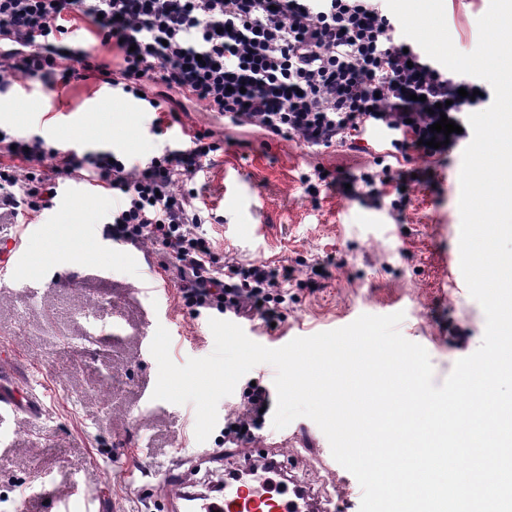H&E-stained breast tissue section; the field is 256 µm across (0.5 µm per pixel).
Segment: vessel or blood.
Returning <instances> with one entry per match:
<instances>
[{
	"mask_svg": "<svg viewBox=\"0 0 512 512\" xmlns=\"http://www.w3.org/2000/svg\"><path fill=\"white\" fill-rule=\"evenodd\" d=\"M39 412L40 397L34 389L25 393H5L0 391V414L9 415L21 408ZM282 473V465L275 458H264L245 483L228 482L221 495L198 497L193 512H310L311 505L306 496L283 497L276 478ZM165 483L172 492L171 507L178 512L188 499L187 487L190 475L180 468H171Z\"/></svg>",
	"mask_w": 512,
	"mask_h": 512,
	"instance_id": "1",
	"label": "vessel or blood"
}]
</instances>
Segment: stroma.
Masks as SVG:
<instances>
[{
    "mask_svg": "<svg viewBox=\"0 0 512 512\" xmlns=\"http://www.w3.org/2000/svg\"><path fill=\"white\" fill-rule=\"evenodd\" d=\"M488 6L489 0H444L459 51L475 49L477 20ZM103 92L93 78L51 90L19 83L5 96L15 109L0 112V129L37 134L64 148L78 133L79 153L111 150L133 164L155 155L182 126L212 130L220 149L195 179L210 215L202 230L219 262L275 268L290 296L274 327L256 316L237 318L252 341L276 348L363 314L400 311V333L427 350L438 385L478 349L484 312L463 276L450 275L444 262L459 249L461 189L453 178L462 148L443 163L416 156L402 162L415 179L398 222L340 185H321L312 197L300 183L301 174L319 166L345 180L355 177L377 154L374 138L357 149L313 151L227 128L197 102L185 103L181 125L158 136L141 101L109 104ZM112 206L111 199L84 196L78 183H66L54 207L27 226L26 249L0 270V355L43 400L38 415L21 411L0 424V512H17L29 494L56 489L68 492L69 512H84L90 500L102 502L101 512H166L163 475L171 464L192 470L201 491L264 454L282 461L325 512H359L357 479L333 459L311 419L280 430L265 422L238 446L225 445L218 429L200 443L193 404L153 399L158 367L150 345L157 327L170 333V356L179 365L209 355L214 338L208 318L192 317L177 302L178 281L158 269L154 246L134 252L105 236ZM63 231L74 241H91L90 254L47 252ZM224 445L228 455L197 464L202 447Z\"/></svg>",
    "mask_w": 512,
    "mask_h": 512,
    "instance_id": "obj_1",
    "label": "stroma"
}]
</instances>
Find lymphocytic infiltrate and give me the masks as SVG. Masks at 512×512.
Instances as JSON below:
<instances>
[{"instance_id":"lymphocytic-infiltrate-1","label":"lymphocytic infiltrate","mask_w":512,"mask_h":512,"mask_svg":"<svg viewBox=\"0 0 512 512\" xmlns=\"http://www.w3.org/2000/svg\"><path fill=\"white\" fill-rule=\"evenodd\" d=\"M93 33L111 60L68 47L74 31ZM0 92L20 78L46 87L96 78L138 95L153 86L202 103L225 122L285 136L309 148L357 146L380 131L384 144L356 181V197L403 216L404 174L392 159L442 160L460 134H432L447 117L463 125L485 102L463 79L402 33L385 0H0ZM466 96H459V89ZM185 149H164L145 164L109 153L78 155L42 137L0 135V219L21 223L50 209L62 184L89 181L118 198L105 227L114 241L159 246L162 272L177 271V295L192 315L248 313L274 322L288 305L267 265H217L200 193L190 181L219 145L189 128ZM439 148L429 147V140ZM262 385L243 390V410L225 427L253 439L270 405Z\"/></svg>"}]
</instances>
